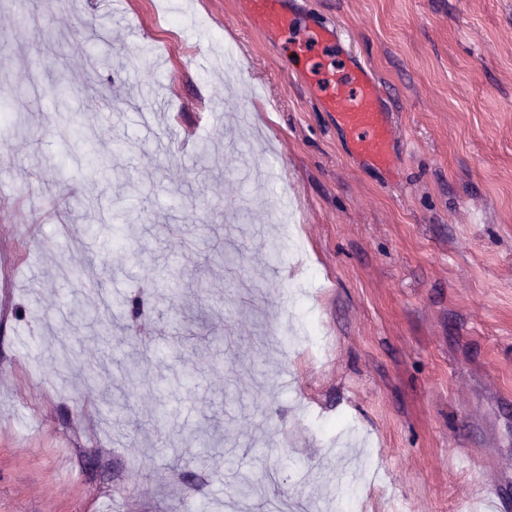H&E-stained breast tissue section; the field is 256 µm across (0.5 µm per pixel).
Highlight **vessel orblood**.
Masks as SVG:
<instances>
[{"mask_svg": "<svg viewBox=\"0 0 512 512\" xmlns=\"http://www.w3.org/2000/svg\"><path fill=\"white\" fill-rule=\"evenodd\" d=\"M244 16L261 33L292 45L351 157L370 167L393 169L398 128L389 95L373 70L343 47L338 24L315 15L300 17L287 0H244Z\"/></svg>", "mask_w": 512, "mask_h": 512, "instance_id": "b4317fda", "label": "vessel or blood"}]
</instances>
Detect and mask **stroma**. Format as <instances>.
Wrapping results in <instances>:
<instances>
[{
  "label": "stroma",
  "instance_id": "stroma-1",
  "mask_svg": "<svg viewBox=\"0 0 512 512\" xmlns=\"http://www.w3.org/2000/svg\"><path fill=\"white\" fill-rule=\"evenodd\" d=\"M241 2L0 0V512H229L264 473L250 512H308L344 439L374 475L329 512H468L483 486L512 512V0H298L385 85L389 174ZM101 295L137 304L113 355ZM311 318L322 358L280 334Z\"/></svg>",
  "mask_w": 512,
  "mask_h": 512
}]
</instances>
